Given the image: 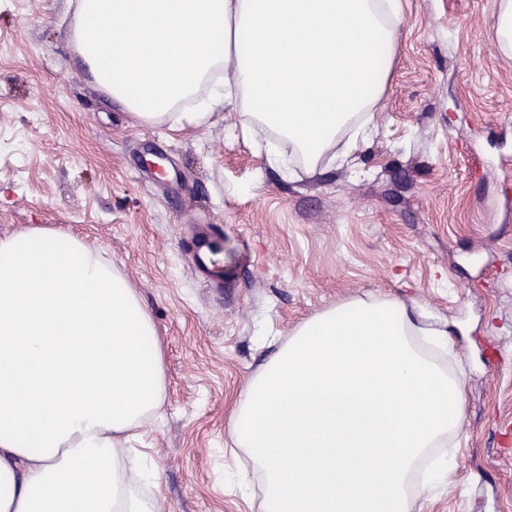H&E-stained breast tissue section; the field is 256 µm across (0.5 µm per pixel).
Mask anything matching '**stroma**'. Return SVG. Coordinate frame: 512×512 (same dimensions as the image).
Masks as SVG:
<instances>
[{"label": "stroma", "instance_id": "stroma-1", "mask_svg": "<svg viewBox=\"0 0 512 512\" xmlns=\"http://www.w3.org/2000/svg\"><path fill=\"white\" fill-rule=\"evenodd\" d=\"M406 39L356 154L287 180L234 136L239 113L144 127L68 38L72 0H0V236L79 237L128 275L165 344L164 421L148 433L161 512H258L227 479L224 415L266 353L316 312L382 293L456 321L470 362L449 488L424 512H512V59L497 0H404ZM215 225L232 252L208 292L183 245ZM496 42L501 54L512 59V1L499 0L492 15Z\"/></svg>", "mask_w": 512, "mask_h": 512}]
</instances>
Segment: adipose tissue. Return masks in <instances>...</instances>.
I'll return each instance as SVG.
<instances>
[{"instance_id":"adipose-tissue-1","label":"adipose tissue","mask_w":512,"mask_h":512,"mask_svg":"<svg viewBox=\"0 0 512 512\" xmlns=\"http://www.w3.org/2000/svg\"><path fill=\"white\" fill-rule=\"evenodd\" d=\"M402 0H75L70 42L139 124L224 107L286 177L347 164L373 133ZM225 417L259 512H422L458 479L466 364L447 323L356 295L300 323ZM164 346L129 278L39 226L0 238V512H160L144 436Z\"/></svg>"}]
</instances>
